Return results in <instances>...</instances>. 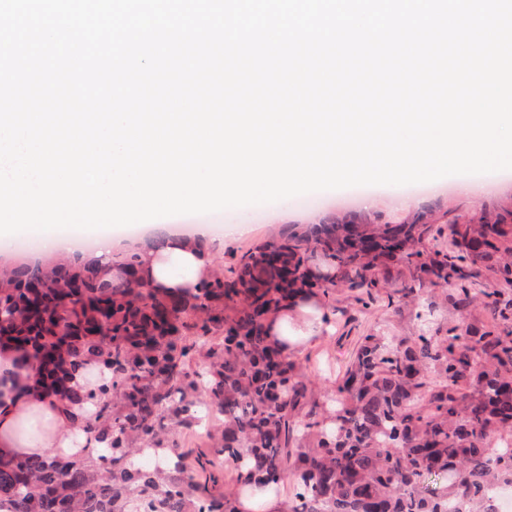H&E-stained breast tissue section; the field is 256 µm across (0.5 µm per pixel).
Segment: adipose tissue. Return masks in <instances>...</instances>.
I'll return each instance as SVG.
<instances>
[{
	"mask_svg": "<svg viewBox=\"0 0 512 512\" xmlns=\"http://www.w3.org/2000/svg\"><path fill=\"white\" fill-rule=\"evenodd\" d=\"M207 236V227L200 225L191 234H175L169 248L147 252L151 280L168 288H187L207 276L210 261L201 249ZM89 414L88 407L69 405L37 389L7 392L0 401V453L33 455L45 448L71 453L85 446L95 447L94 436L78 440L70 431L74 419Z\"/></svg>",
	"mask_w": 512,
	"mask_h": 512,
	"instance_id": "obj_1",
	"label": "adipose tissue"
}]
</instances>
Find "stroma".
Listing matches in <instances>:
<instances>
[{
  "label": "stroma",
  "mask_w": 512,
  "mask_h": 512,
  "mask_svg": "<svg viewBox=\"0 0 512 512\" xmlns=\"http://www.w3.org/2000/svg\"><path fill=\"white\" fill-rule=\"evenodd\" d=\"M482 202H475L460 193L456 182L448 177L435 181L390 186L377 195V204L367 216L377 224H402L411 220L413 213L401 207L405 193L420 197L422 210L433 215L443 213L467 218L480 209H494L512 202V172L507 176L489 180ZM354 203L336 198L311 199L297 196L280 201L278 207L266 215L254 213L251 208L232 210V223L247 222L251 233L243 238L229 239L219 232H211L207 252L213 267L235 264L249 248L278 237L283 231L318 223L328 216H341L354 210ZM411 272L406 265H391L379 287L340 288L332 298L316 297L323 311V326L317 336L301 339L291 348L293 360L302 366L303 381L316 406L309 420L326 416L332 405L325 398L332 392L357 349L359 336L368 333L395 336H415L420 332L422 316H429L430 329L462 325L477 330L490 319V310L477 300L467 307L456 304L459 287L456 282L445 286L425 285L418 300L391 304L396 290L410 285Z\"/></svg>",
  "instance_id": "stroma-1"
}]
</instances>
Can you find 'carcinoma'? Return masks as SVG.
<instances>
[{"label":"carcinoma","instance_id":"cac0c4a2","mask_svg":"<svg viewBox=\"0 0 512 512\" xmlns=\"http://www.w3.org/2000/svg\"><path fill=\"white\" fill-rule=\"evenodd\" d=\"M448 224L454 250L442 255L418 248L433 232L420 214L409 224L327 217L193 288L150 287L142 251L165 248V235L106 264L77 257L1 271L17 367L37 364L42 389L95 406L83 430L104 447L0 459V512H242L213 455L243 486L290 479V512H496L494 493L512 487V297L486 294L492 322L477 336L452 326L446 336L361 337L329 396L336 409L313 422L297 419L307 390L268 331L298 295L376 288L393 261L446 284L473 277L466 260L512 253L511 206ZM113 265L137 273L135 284L108 280ZM99 323L110 340L93 335ZM201 353L210 369H190ZM92 358L111 371L85 388L76 372ZM203 401L224 413L222 445L190 466L174 430ZM148 452L157 463L142 469L135 459Z\"/></svg>","mask_w":512,"mask_h":512}]
</instances>
